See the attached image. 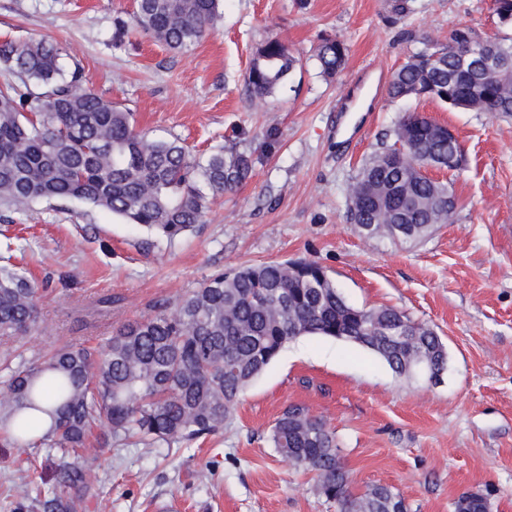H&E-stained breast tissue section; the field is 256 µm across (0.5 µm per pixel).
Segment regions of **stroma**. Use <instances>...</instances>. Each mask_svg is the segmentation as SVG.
I'll list each match as a JSON object with an SVG mask.
<instances>
[{
    "mask_svg": "<svg viewBox=\"0 0 512 512\" xmlns=\"http://www.w3.org/2000/svg\"><path fill=\"white\" fill-rule=\"evenodd\" d=\"M133 0H0V43L47 38L83 84L133 112L138 129L177 136L196 156L247 151L252 178L183 235L167 239L75 201L0 207V270L44 286L24 356L104 343L121 324L168 307L210 275L285 259L318 261L353 305L393 306L431 326L448 352L439 383L396 377L374 354L301 336L246 390L222 428L192 441L100 447L82 456L101 508L85 512H336L313 474L276 453L269 434L295 404L335 431L354 491L395 488L409 512H455L463 492L512 512V117L388 95L392 72L458 27L498 34L493 0H224L217 27L174 52L116 18ZM303 67L263 108L246 78L267 38ZM343 41L344 68L321 75L322 38ZM407 112L447 125L466 162L438 172L456 201L450 223L415 242L361 235L347 218L362 163ZM112 298L111 308L98 304ZM58 453L0 444V512L21 492L59 489Z\"/></svg>",
    "mask_w": 512,
    "mask_h": 512,
    "instance_id": "35a3bbf8",
    "label": "stroma"
}]
</instances>
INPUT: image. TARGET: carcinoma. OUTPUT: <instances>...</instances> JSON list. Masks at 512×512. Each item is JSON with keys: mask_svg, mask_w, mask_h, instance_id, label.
Segmentation results:
<instances>
[{"mask_svg": "<svg viewBox=\"0 0 512 512\" xmlns=\"http://www.w3.org/2000/svg\"><path fill=\"white\" fill-rule=\"evenodd\" d=\"M223 0H136L132 24L172 51L200 43L222 16ZM473 39L455 29L448 45L426 48L396 70L390 98L424 97L450 109L512 113V42L487 40L497 60L489 71L462 66ZM347 47L324 38L322 73L333 77ZM46 41L0 45V66L18 78L0 89V204L19 213L39 200H76L173 239L224 194L253 175L251 155L219 148L201 161L179 139L136 129L134 113L81 84ZM300 59L275 37L256 50L246 78L263 106L284 87ZM395 141L372 154L351 187L348 217L368 237L415 240L446 224L455 206L448 184L421 169L464 157L457 140L418 113L404 116ZM38 288L26 273L0 272V339L23 338L37 321ZM335 338L369 350L399 378H433L448 366L446 346L405 311L351 305L313 260L271 261L218 272L181 298L173 311L120 326L98 347L65 344L30 364L0 353V439L7 445L61 452L56 480L64 494L24 495L20 512H78L96 497L97 477L80 465L93 427L106 424L101 446L132 437L149 444L213 433L236 409L251 381L292 339ZM51 425L41 430L40 415ZM271 446L315 474V491L338 512H407L388 485L352 490L336 435L308 408L292 405L277 419ZM480 492H464L455 512H487Z\"/></svg>", "mask_w": 512, "mask_h": 512, "instance_id": "obj_1", "label": "carcinoma"}]
</instances>
